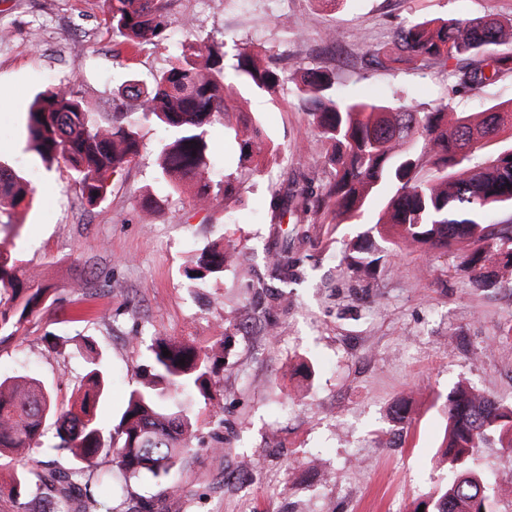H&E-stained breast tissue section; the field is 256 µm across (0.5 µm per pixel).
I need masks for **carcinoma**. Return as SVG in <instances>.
<instances>
[{
	"label": "carcinoma",
	"mask_w": 512,
	"mask_h": 512,
	"mask_svg": "<svg viewBox=\"0 0 512 512\" xmlns=\"http://www.w3.org/2000/svg\"><path fill=\"white\" fill-rule=\"evenodd\" d=\"M102 2L121 43L139 49L168 39L171 21L162 0ZM509 35L512 19L421 18L395 31L393 47L400 58L415 64L456 61L451 90L465 94L512 74V48H502ZM284 80L280 69L248 51L238 53L233 71H225L224 42L190 32L170 66L151 84L130 74L120 85L122 97L138 102L136 112L115 113L101 123L72 85L40 95L28 112V148L47 166L63 161L79 188L81 204L94 208L137 155L139 126H164L174 137L159 151L158 173L174 192L184 180L195 181V206L204 209L211 188L226 198L237 192L233 174L216 183L210 178L206 138V126L226 113L235 94L230 82L272 97ZM298 90L316 130L331 145L327 163L333 178L318 196L293 188L276 193L270 201L276 217L307 216L326 208L342 224L355 218L377 191L390 188L385 215L359 235L358 252L367 246L389 251L440 247L459 257L465 268L480 272L482 287L497 285L493 267H512V233L463 252L460 245L487 238L484 224L492 221L494 211L512 208V136L490 163L477 161L491 139L512 129V101L481 112H459L443 99L428 109L357 99L337 92L336 73L326 67L305 68ZM224 129L240 166L261 172L266 162L279 157L280 147L266 140L258 118L245 113L238 124ZM32 199L31 181L0 163V210ZM234 258L231 246L213 244L187 276L202 285L220 277ZM296 265L288 241L277 242L270 251L268 278L286 284ZM20 269L21 260L1 243L0 286L11 290V304H0V336L14 335L48 301L47 289L25 282ZM87 358L85 389L69 409L58 408L52 389L32 376L0 377V461L23 463L11 478L10 491L20 498L34 486L49 485L55 491L53 512H70L66 504L75 491L84 497L83 512H98L91 475L102 455L112 456L128 478L166 481L194 432L188 406L196 402L207 407L212 401L217 354L186 340L153 337L146 344L149 374L131 391L119 423L110 429L96 413L106 393L109 366L92 346ZM445 410L448 437L441 463L450 478L424 503L423 512H483L485 486L470 461L494 433L512 447V407L473 386H462L448 394ZM53 416L58 439L53 449L72 462L63 476L46 474L32 464L44 425Z\"/></svg>",
	"instance_id": "obj_1"
}]
</instances>
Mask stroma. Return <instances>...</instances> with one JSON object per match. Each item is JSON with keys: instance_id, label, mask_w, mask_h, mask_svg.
I'll list each match as a JSON object with an SVG mask.
<instances>
[{"instance_id": "stroma-1", "label": "stroma", "mask_w": 512, "mask_h": 512, "mask_svg": "<svg viewBox=\"0 0 512 512\" xmlns=\"http://www.w3.org/2000/svg\"><path fill=\"white\" fill-rule=\"evenodd\" d=\"M166 42L132 53L106 23L102 0H0V159L25 172L31 206L0 211V241L14 242L23 278L50 290L46 305L0 343V374L31 373L49 384L58 406L71 404L86 372V343L108 361L110 388L98 410L118 424L143 379L145 336L222 345L212 379L213 408L193 405L196 432L174 479L130 481L100 493L108 512H412L445 483L434 456L445 435L443 403L467 382L512 405V269L496 287H479L460 260L404 248L376 255L360 278L347 257L370 205L343 224L330 215L303 223L275 219L277 192L330 178L328 146L297 96L305 67L335 69L349 96L401 100L420 108L451 100L479 112L512 99V75L452 95L446 67L389 62L371 67L360 45L377 48L396 27L428 18L512 17V0H168ZM224 43L227 55L261 52L286 73L276 100L252 96L245 111L282 150L262 173L241 171L225 124L207 129L215 179L239 174L232 198L193 203L195 188L173 193L156 174L170 130L144 125L138 156L104 202L85 209L65 165L45 169L26 149L35 95L74 83L100 121L128 110L118 88L129 72L143 80L165 70L187 30ZM286 236L298 258L289 284L269 282L268 254ZM230 242L238 258L208 287L186 272L201 250ZM412 422L395 421L400 399ZM229 445L214 451L213 434ZM489 488L486 512H512V448L490 436L472 458Z\"/></svg>"}]
</instances>
